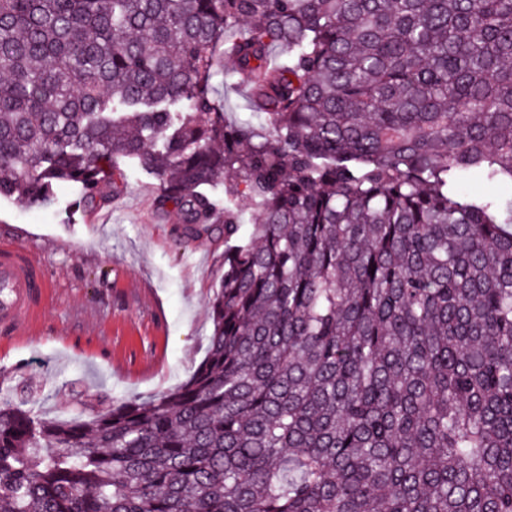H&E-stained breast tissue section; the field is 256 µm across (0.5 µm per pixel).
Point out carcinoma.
Instances as JSON below:
<instances>
[{
  "label": "carcinoma",
  "instance_id": "carcinoma-1",
  "mask_svg": "<svg viewBox=\"0 0 512 512\" xmlns=\"http://www.w3.org/2000/svg\"><path fill=\"white\" fill-rule=\"evenodd\" d=\"M237 31L259 124L210 88ZM131 160L224 225L208 352L92 417L1 400L0 512H512V0H0V200Z\"/></svg>",
  "mask_w": 512,
  "mask_h": 512
}]
</instances>
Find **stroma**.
<instances>
[{"label": "stroma", "instance_id": "35a3bbf8", "mask_svg": "<svg viewBox=\"0 0 512 512\" xmlns=\"http://www.w3.org/2000/svg\"><path fill=\"white\" fill-rule=\"evenodd\" d=\"M124 170L118 201L95 209L74 210L72 183L57 187L49 209L0 203V244L31 250L51 283L31 335L0 336V397L49 418L165 392L209 345L223 227L185 243L176 213L150 212L157 181L137 166Z\"/></svg>", "mask_w": 512, "mask_h": 512}]
</instances>
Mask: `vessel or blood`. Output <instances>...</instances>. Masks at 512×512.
Returning <instances> with one entry per match:
<instances>
[{
	"label": "vessel or blood",
	"mask_w": 512,
	"mask_h": 512,
	"mask_svg": "<svg viewBox=\"0 0 512 512\" xmlns=\"http://www.w3.org/2000/svg\"><path fill=\"white\" fill-rule=\"evenodd\" d=\"M49 282L31 251L0 246V335H21L34 324L49 298Z\"/></svg>",
	"instance_id": "vessel-or-blood-1"
}]
</instances>
